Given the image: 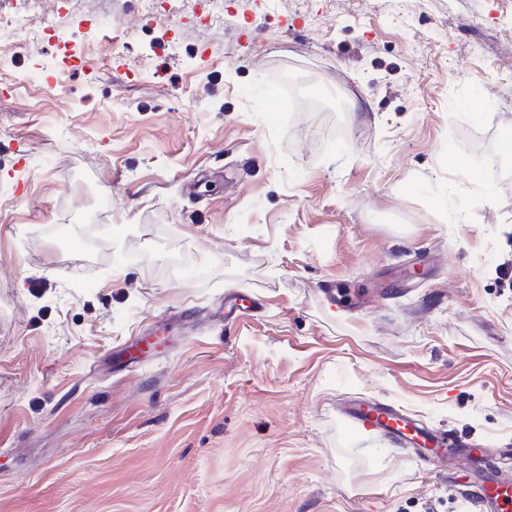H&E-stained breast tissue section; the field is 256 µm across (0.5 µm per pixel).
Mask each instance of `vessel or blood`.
Instances as JSON below:
<instances>
[{
	"label": "vessel or blood",
	"instance_id": "b4317fda",
	"mask_svg": "<svg viewBox=\"0 0 512 512\" xmlns=\"http://www.w3.org/2000/svg\"><path fill=\"white\" fill-rule=\"evenodd\" d=\"M344 417L348 425L358 430L384 433L395 445L425 449V458L431 463L443 458L446 449L459 447L457 440L446 433L428 430L410 415L378 401H352L345 407ZM461 449L473 458L482 476L480 504L492 505L496 512H512V482L495 475V461L501 456V449L468 446Z\"/></svg>",
	"mask_w": 512,
	"mask_h": 512
}]
</instances>
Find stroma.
Returning <instances> with one entry per match:
<instances>
[{"instance_id": "obj_1", "label": "stroma", "mask_w": 512, "mask_h": 512, "mask_svg": "<svg viewBox=\"0 0 512 512\" xmlns=\"http://www.w3.org/2000/svg\"><path fill=\"white\" fill-rule=\"evenodd\" d=\"M74 10L90 67L0 60V512H478L340 413L512 448V0Z\"/></svg>"}]
</instances>
